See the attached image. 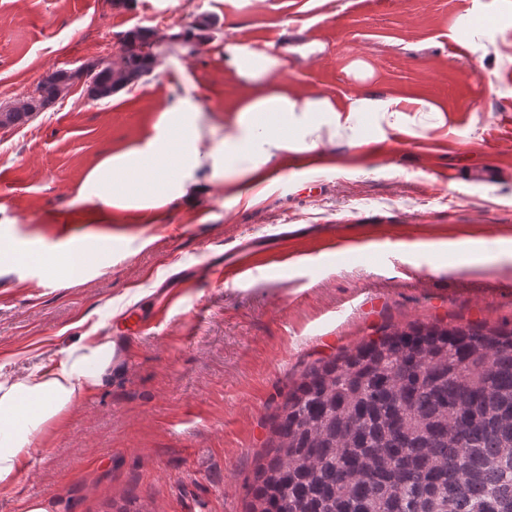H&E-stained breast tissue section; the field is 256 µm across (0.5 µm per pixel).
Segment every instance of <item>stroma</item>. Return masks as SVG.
I'll return each instance as SVG.
<instances>
[{"instance_id":"35a3bbf8","label":"stroma","mask_w":512,"mask_h":512,"mask_svg":"<svg viewBox=\"0 0 512 512\" xmlns=\"http://www.w3.org/2000/svg\"><path fill=\"white\" fill-rule=\"evenodd\" d=\"M210 15L219 36L322 51L278 76L336 100L356 91L424 97L425 122L330 159L292 154L252 201L217 187L143 224L98 223L75 197L107 152L132 144L176 84L168 69L120 102L83 80L24 125L0 131V243L59 253L111 242L103 275L0 272V365L15 374L94 331L125 334L130 363L44 434L0 512H247L279 406L314 362L377 329L443 320L512 328V257L450 267L440 242L512 237V0H0V103L51 72L119 65L120 35ZM211 109L242 94L221 53L190 55ZM493 164L490 181L479 179ZM149 247H142L143 239ZM253 268L230 277L243 255Z\"/></svg>"}]
</instances>
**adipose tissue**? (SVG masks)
<instances>
[{
  "mask_svg": "<svg viewBox=\"0 0 512 512\" xmlns=\"http://www.w3.org/2000/svg\"><path fill=\"white\" fill-rule=\"evenodd\" d=\"M208 30L183 36L168 31V54L153 52L152 71L174 68L179 87L151 128L132 145L104 155L87 172L77 203L104 214H133L150 222L173 202L194 205L224 182L258 184L278 171L288 154L322 151L336 143L337 130L357 131L363 114L400 128L407 113L433 112L424 99L355 92L344 102L274 82L288 64L287 50L272 51L244 40L224 43V72L243 89L233 109L230 132L208 114L194 74L183 60ZM104 241L80 239L57 255H38L37 264L61 267L83 281L110 263ZM114 342L109 336L79 337L57 362L14 377L0 371V487L12 484L34 450L38 436L112 374Z\"/></svg>",
  "mask_w": 512,
  "mask_h": 512,
  "instance_id": "adipose-tissue-1",
  "label": "adipose tissue"
}]
</instances>
